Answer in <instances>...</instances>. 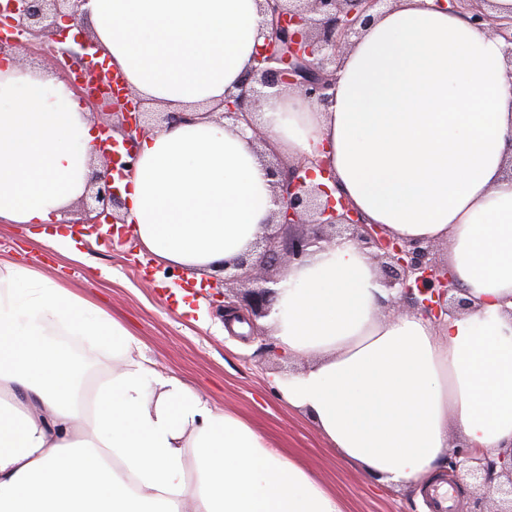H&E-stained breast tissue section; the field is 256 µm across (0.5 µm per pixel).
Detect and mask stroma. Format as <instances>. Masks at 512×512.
Segmentation results:
<instances>
[{
  "mask_svg": "<svg viewBox=\"0 0 512 512\" xmlns=\"http://www.w3.org/2000/svg\"><path fill=\"white\" fill-rule=\"evenodd\" d=\"M39 231L36 225L0 222V262L31 266L109 311L159 370L263 432L338 495L344 512H420L416 492L375 487L328 448L307 416L280 400L273 375L299 372L308 361L262 350V343L275 340L272 326L260 338L226 333L223 312L202 294L195 297L194 314L179 313L176 293L187 287L182 271L159 263L141 246L99 242L83 246L82 257L74 259L44 244Z\"/></svg>",
  "mask_w": 512,
  "mask_h": 512,
  "instance_id": "35a3bbf8",
  "label": "stroma"
}]
</instances>
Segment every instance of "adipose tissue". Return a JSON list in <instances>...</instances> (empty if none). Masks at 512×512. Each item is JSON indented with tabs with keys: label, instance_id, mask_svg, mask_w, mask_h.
<instances>
[{
	"label": "adipose tissue",
	"instance_id": "obj_1",
	"mask_svg": "<svg viewBox=\"0 0 512 512\" xmlns=\"http://www.w3.org/2000/svg\"><path fill=\"white\" fill-rule=\"evenodd\" d=\"M262 0H87L107 65L190 122L141 140L126 229L197 278L249 253L275 209L250 130L202 115L267 41ZM289 158L325 157L356 209L405 242L444 241L467 302L433 321L382 315L393 292L354 241L288 267L272 323L309 363L273 386L377 483L430 486L457 432L512 450V65L434 0H391L341 57L329 105L275 88L255 111ZM94 122L60 76L0 67V219L59 224L86 189ZM112 352L83 396L80 358ZM0 512H344L247 422L159 371L118 320L34 269L0 263Z\"/></svg>",
	"mask_w": 512,
	"mask_h": 512
}]
</instances>
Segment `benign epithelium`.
<instances>
[{"label":"benign epithelium","mask_w":512,"mask_h":512,"mask_svg":"<svg viewBox=\"0 0 512 512\" xmlns=\"http://www.w3.org/2000/svg\"><path fill=\"white\" fill-rule=\"evenodd\" d=\"M488 0H435L439 8L469 14L476 25L486 24L506 46L512 64V17H494L479 2ZM88 0H8L0 9V58L13 60L35 50L55 58L65 75L83 63H91L88 78L103 81L99 62L100 48L90 30L83 26ZM387 0H264L268 42L254 56V65L242 76L237 93L224 97L220 117L235 125L244 124L258 140L252 111L264 96V89L282 87L296 91L311 102L328 105L336 86V71L343 50L352 38L374 20L375 12ZM74 22L75 47L65 45L68 29L59 19ZM92 108L105 109L108 119L98 123L107 133L105 148L97 160L103 165L88 178L87 190L75 210L74 224L125 223L124 201L116 183L129 177L137 159V145L156 125L145 119L144 101L131 91H122L106 100L88 98ZM276 210L254 243L257 260L250 255L226 261L218 269L225 285L244 287L240 301L224 303V312H246L243 319L253 322L267 317L275 303L274 279L263 270L275 266L301 264L310 248L330 240L327 228L339 229L338 236L356 242L372 259L381 262L385 285L396 290L391 300L396 309L406 306L434 320L454 308L466 306L455 296L458 288L433 256L430 241L404 242L390 236L378 224L367 222L337 189L314 181L304 162L284 167L268 163ZM452 473L475 481L477 486L497 496L496 512H512V453L498 457L476 458L467 450H455L448 456Z\"/></svg>","instance_id":"obj_1"}]
</instances>
